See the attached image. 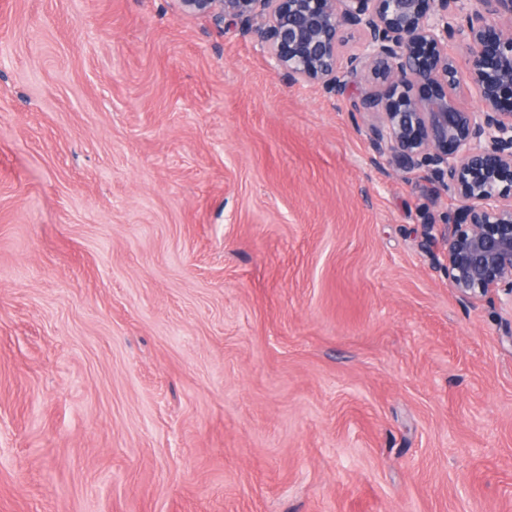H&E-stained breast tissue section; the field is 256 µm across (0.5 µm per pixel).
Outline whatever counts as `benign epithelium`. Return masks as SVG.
I'll use <instances>...</instances> for the list:
<instances>
[{
	"label": "benign epithelium",
	"instance_id": "7a95c632",
	"mask_svg": "<svg viewBox=\"0 0 512 512\" xmlns=\"http://www.w3.org/2000/svg\"><path fill=\"white\" fill-rule=\"evenodd\" d=\"M178 2L257 36L293 80L351 99L372 117L374 165L428 168L459 202L441 234L448 280L467 301L500 291L512 312V0ZM351 33L358 43L344 55ZM450 40L465 50V82ZM362 81L377 90L353 96ZM472 90L477 112L460 104Z\"/></svg>",
	"mask_w": 512,
	"mask_h": 512
}]
</instances>
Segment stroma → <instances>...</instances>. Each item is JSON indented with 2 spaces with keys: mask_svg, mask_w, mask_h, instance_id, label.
Wrapping results in <instances>:
<instances>
[{
  "mask_svg": "<svg viewBox=\"0 0 512 512\" xmlns=\"http://www.w3.org/2000/svg\"><path fill=\"white\" fill-rule=\"evenodd\" d=\"M369 121L177 0H0V512H512V315Z\"/></svg>",
  "mask_w": 512,
  "mask_h": 512,
  "instance_id": "stroma-1",
  "label": "stroma"
}]
</instances>
